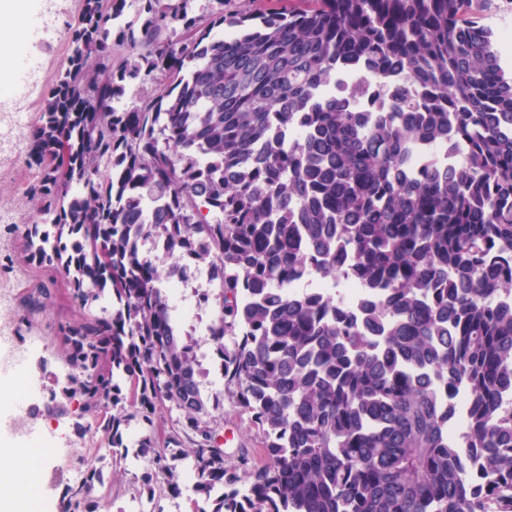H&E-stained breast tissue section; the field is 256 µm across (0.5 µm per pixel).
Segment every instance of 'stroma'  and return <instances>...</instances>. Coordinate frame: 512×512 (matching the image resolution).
Listing matches in <instances>:
<instances>
[{
    "instance_id": "stroma-1",
    "label": "stroma",
    "mask_w": 512,
    "mask_h": 512,
    "mask_svg": "<svg viewBox=\"0 0 512 512\" xmlns=\"http://www.w3.org/2000/svg\"><path fill=\"white\" fill-rule=\"evenodd\" d=\"M44 6L53 18L51 30L42 32L31 45L33 54L41 58L45 66V76L37 81L32 99H0V113L22 111L36 115L39 110L37 102L44 90L53 82L58 70L65 64L66 27L71 17L77 12L78 0H29V8ZM30 171L26 157L21 149H14L9 155L0 158V201L14 208L19 222H27L30 214L25 204L26 184ZM199 290L195 284L181 288L177 297L172 298L174 316L179 329L191 332L198 343V357L203 374L200 389L204 399H212L215 393L223 391V379L217 369L208 326L212 320L209 310L198 304ZM75 306L70 289L66 284H58L51 297L46 300L45 308L36 317L34 329L20 337L16 342L27 358L29 378L40 381L39 392L30 394L32 407L42 406L57 377L61 376L64 363L56 337L59 324L72 320ZM77 403H64L60 412L37 417L39 426L53 432L56 437L55 447L70 449L69 465L63 469L55 480L36 479L37 500L42 512H56V506L67 485L75 483L81 473L90 465L96 464L91 449L97 442L94 431L80 429ZM228 452L246 447L261 450V439L257 428L249 416L241 413L232 403L224 405V425L220 432ZM109 512H194V503L189 496L173 498L156 494L155 498L136 497L129 493H113Z\"/></svg>"
}]
</instances>
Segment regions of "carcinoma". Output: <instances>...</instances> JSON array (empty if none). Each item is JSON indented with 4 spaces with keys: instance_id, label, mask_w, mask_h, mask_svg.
Returning <instances> with one entry per match:
<instances>
[{
    "instance_id": "carcinoma-1",
    "label": "carcinoma",
    "mask_w": 512,
    "mask_h": 512,
    "mask_svg": "<svg viewBox=\"0 0 512 512\" xmlns=\"http://www.w3.org/2000/svg\"><path fill=\"white\" fill-rule=\"evenodd\" d=\"M193 2L80 0L23 131L36 220L0 226V272L44 278L15 334L59 276L78 308L57 328L68 370L48 407L80 401L100 460L128 455L136 424L150 465L131 489L188 492L195 512H512V266L493 255L512 252V75L488 0H266L258 17ZM340 70L352 88L323 93ZM419 143L461 162L415 172ZM186 256L220 282L202 294L208 331L259 462L218 441L224 412L175 324L166 288ZM344 272L362 305L288 297ZM459 386L472 470L448 442ZM167 403L179 419L161 436ZM111 501L91 466L58 512Z\"/></svg>"
}]
</instances>
